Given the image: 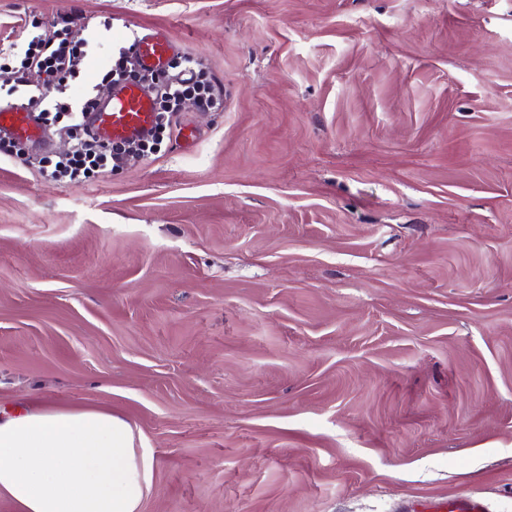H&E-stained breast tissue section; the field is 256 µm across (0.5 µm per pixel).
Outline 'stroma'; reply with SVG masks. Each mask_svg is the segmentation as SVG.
<instances>
[{
	"mask_svg": "<svg viewBox=\"0 0 512 512\" xmlns=\"http://www.w3.org/2000/svg\"><path fill=\"white\" fill-rule=\"evenodd\" d=\"M68 10L63 99L162 29L224 107L0 163V407L128 420L142 512H512V0H0V48ZM435 512H483V503L474 497L448 499L435 503Z\"/></svg>",
	"mask_w": 512,
	"mask_h": 512,
	"instance_id": "35a3bbf8",
	"label": "stroma"
}]
</instances>
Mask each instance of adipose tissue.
<instances>
[{
	"label": "adipose tissue",
	"instance_id": "adipose-tissue-1",
	"mask_svg": "<svg viewBox=\"0 0 512 512\" xmlns=\"http://www.w3.org/2000/svg\"><path fill=\"white\" fill-rule=\"evenodd\" d=\"M152 449L131 424L91 409L0 411V497L16 512H140Z\"/></svg>",
	"mask_w": 512,
	"mask_h": 512
}]
</instances>
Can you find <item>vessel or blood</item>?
Instances as JSON below:
<instances>
[{
    "label": "vessel or blood",
    "mask_w": 512,
    "mask_h": 512,
    "mask_svg": "<svg viewBox=\"0 0 512 512\" xmlns=\"http://www.w3.org/2000/svg\"><path fill=\"white\" fill-rule=\"evenodd\" d=\"M176 49L175 43L162 30L141 35L136 41L140 65L154 70L162 68ZM156 119L153 102L139 85L126 83L113 87L106 104L93 112L90 124L96 136L103 141L116 142L136 139L147 133ZM40 144L43 131L33 112L15 106H0V133ZM435 512H484L483 503L474 497L440 501Z\"/></svg>",
    "instance_id": "obj_1"
}]
</instances>
